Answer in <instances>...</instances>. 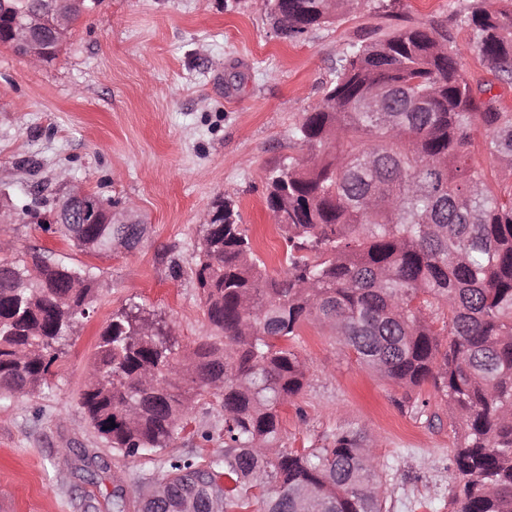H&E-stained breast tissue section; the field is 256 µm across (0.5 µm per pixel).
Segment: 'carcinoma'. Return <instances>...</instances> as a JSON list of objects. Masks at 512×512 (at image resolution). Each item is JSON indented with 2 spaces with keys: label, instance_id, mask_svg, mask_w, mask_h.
<instances>
[{
  "label": "carcinoma",
  "instance_id": "carcinoma-1",
  "mask_svg": "<svg viewBox=\"0 0 512 512\" xmlns=\"http://www.w3.org/2000/svg\"><path fill=\"white\" fill-rule=\"evenodd\" d=\"M354 0H265L285 39L337 20ZM44 0H0V44ZM477 48L512 82V9L467 18ZM44 62L66 37L35 33ZM443 24L375 29L350 44L322 100L293 137L310 158L267 177L281 213L286 270L272 276L236 205L210 206L194 270L210 336L183 351L163 318L137 303L113 314L79 392L88 423L124 457L171 447L200 401L221 399L224 451L171 459L164 499L137 512H387L374 448L339 432L319 448L282 443V409L310 383L291 343L306 324L329 328L355 361L407 388L430 383L459 415L451 464L455 512H512V182L492 189L470 147L483 139L512 177V111L473 87ZM101 221L81 251L130 236ZM43 198L0 210L37 216ZM96 280L33 251L0 258V392L41 388L81 321Z\"/></svg>",
  "mask_w": 512,
  "mask_h": 512
}]
</instances>
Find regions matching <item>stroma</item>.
<instances>
[{
  "label": "stroma",
  "instance_id": "obj_1",
  "mask_svg": "<svg viewBox=\"0 0 512 512\" xmlns=\"http://www.w3.org/2000/svg\"><path fill=\"white\" fill-rule=\"evenodd\" d=\"M509 7L512 0H354L334 23L286 40L263 0H98L51 63L0 47V190L24 200L40 187L51 197L65 173L103 199L134 203L146 226L135 250L99 255L36 224L0 228L12 253L50 250L98 282L49 386L0 395V502L10 512H113L115 487L143 472L161 476L167 458L221 454L224 411L211 397L170 448L113 454L78 404L101 328L132 301L162 316L181 347L209 335L193 271L199 225L219 196L237 203L268 270L282 272L265 175L285 158H308L292 130L369 27L447 25L470 83H492L512 108V84L497 79L464 22L473 10ZM294 349L312 383L281 413L287 446H318L343 429L366 433L392 492L390 512H452L460 420L441 395L428 384L406 395L314 325L303 326ZM87 457L94 467L84 468Z\"/></svg>",
  "mask_w": 512,
  "mask_h": 512
}]
</instances>
